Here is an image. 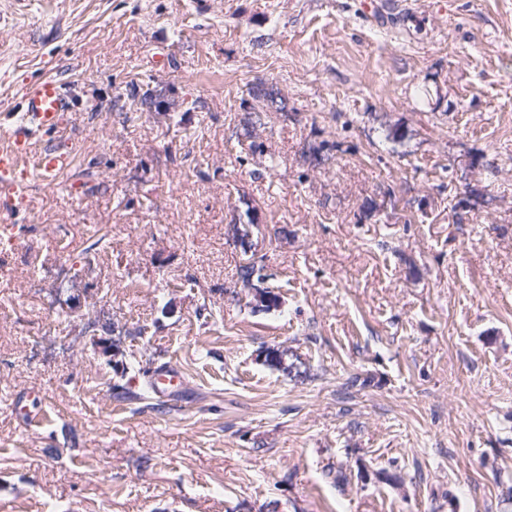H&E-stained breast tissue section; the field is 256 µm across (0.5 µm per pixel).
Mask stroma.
<instances>
[{"instance_id":"35a3bbf8","label":"stroma","mask_w":512,"mask_h":512,"mask_svg":"<svg viewBox=\"0 0 512 512\" xmlns=\"http://www.w3.org/2000/svg\"><path fill=\"white\" fill-rule=\"evenodd\" d=\"M48 77L74 163L0 216V512H512V0H0V126ZM144 366L183 391L115 399Z\"/></svg>"}]
</instances>
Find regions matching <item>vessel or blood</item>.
I'll return each instance as SVG.
<instances>
[{
	"label": "vessel or blood",
	"instance_id": "b4317fda",
	"mask_svg": "<svg viewBox=\"0 0 512 512\" xmlns=\"http://www.w3.org/2000/svg\"><path fill=\"white\" fill-rule=\"evenodd\" d=\"M23 104L8 130L0 133V208L10 210L16 206L18 185L12 175L17 172L25 154H32L33 168L46 184H54L58 177L71 169L73 155L69 149L47 147L30 153L32 141L39 135L58 130L70 100L55 79L47 78L30 85L22 93ZM158 396L178 392L184 385L181 374L174 369L159 370L152 377Z\"/></svg>",
	"mask_w": 512,
	"mask_h": 512
}]
</instances>
